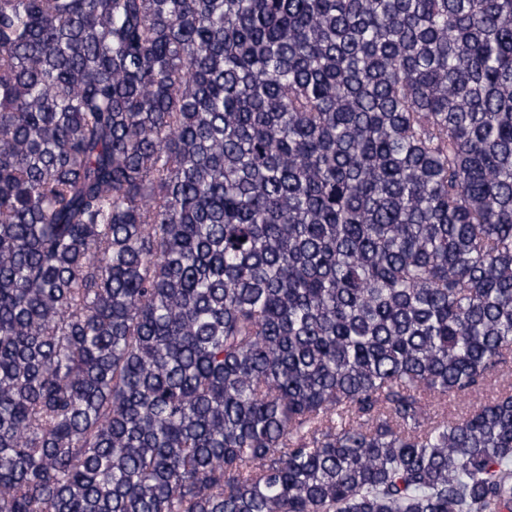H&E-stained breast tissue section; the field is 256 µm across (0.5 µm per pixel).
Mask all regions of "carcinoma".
<instances>
[{"mask_svg": "<svg viewBox=\"0 0 512 512\" xmlns=\"http://www.w3.org/2000/svg\"><path fill=\"white\" fill-rule=\"evenodd\" d=\"M512 0H0V512H512Z\"/></svg>", "mask_w": 512, "mask_h": 512, "instance_id": "cac0c4a2", "label": "carcinoma"}]
</instances>
